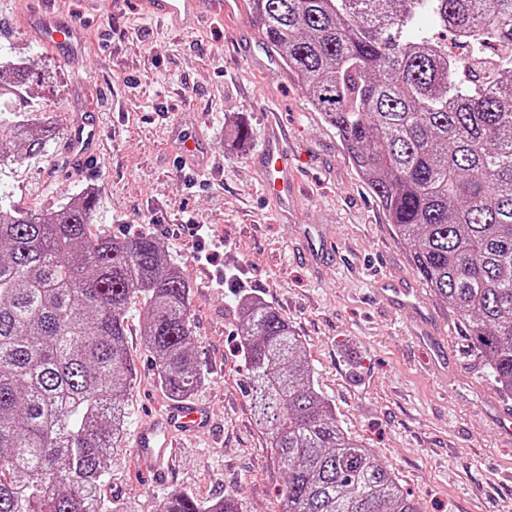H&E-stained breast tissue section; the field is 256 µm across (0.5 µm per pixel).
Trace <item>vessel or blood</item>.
Returning a JSON list of instances; mask_svg holds the SVG:
<instances>
[{
    "mask_svg": "<svg viewBox=\"0 0 512 512\" xmlns=\"http://www.w3.org/2000/svg\"><path fill=\"white\" fill-rule=\"evenodd\" d=\"M141 5L146 14L166 18L174 26L188 32L213 16L224 13V0H141ZM28 29L37 40L56 46H71L81 39L79 29L61 24L36 6L28 14ZM286 137L285 129L275 118L266 119L264 149L260 155L264 186L281 200L287 199L289 192L298 189L297 181L289 180L283 163L281 144ZM97 145L98 130L92 116L76 118L67 149L69 163L82 166L95 159ZM303 235L306 241L303 255L306 260L313 262L329 253L330 240L320 228H305ZM208 424V410L202 404L193 401L175 404L164 418L149 423L139 432L136 446L142 461L151 467H159L168 448L174 445V433L194 434Z\"/></svg>",
    "mask_w": 512,
    "mask_h": 512,
    "instance_id": "obj_1",
    "label": "vessel or blood"
}]
</instances>
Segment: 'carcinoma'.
I'll return each mask as SVG.
<instances>
[{"instance_id":"cac0c4a2","label":"carcinoma","mask_w":512,"mask_h":512,"mask_svg":"<svg viewBox=\"0 0 512 512\" xmlns=\"http://www.w3.org/2000/svg\"><path fill=\"white\" fill-rule=\"evenodd\" d=\"M266 44L336 129L348 160L409 246L412 269L461 318L472 349L512 393V62L489 86L479 60L512 44V0H252ZM469 48L459 58L424 15ZM38 75L0 65L19 95ZM51 130L15 120L0 158L39 155ZM93 195L26 210L0 193V512H113L107 460L133 381L125 313L175 401L204 373L191 286L149 235L90 231ZM257 427L285 475L280 512H422L373 449L350 436L316 384L306 348L275 307L235 298ZM160 512H239L172 492Z\"/></svg>"}]
</instances>
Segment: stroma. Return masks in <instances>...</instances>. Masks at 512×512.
I'll return each mask as SVG.
<instances>
[{
    "mask_svg": "<svg viewBox=\"0 0 512 512\" xmlns=\"http://www.w3.org/2000/svg\"><path fill=\"white\" fill-rule=\"evenodd\" d=\"M29 0H0V56L22 58L42 78L0 99V138L17 116L46 115L55 134L42 156L0 164V190L25 209L95 196L91 231L147 234L191 285L193 333L205 379L193 399L214 423L184 439L167 478L141 470L137 428L170 405L142 331L140 302L126 313L135 366L125 397L126 436L109 460L103 494L123 512H160L167 493L206 503L236 495L241 512H279L284 475L257 428L242 384L248 362L235 325L236 294L273 305L304 342L320 390L345 429L375 449L423 512H512V441L495 425L508 403L468 344L459 317L411 267L407 245L351 166L334 129L303 86L263 44L251 0L193 33L144 14L139 0H51L79 28L71 51L27 32ZM98 113L101 158L89 169L64 161L72 116ZM288 131V164L308 188L289 208L261 189V116ZM249 133L236 138L237 128ZM203 140L215 174L193 173L180 143ZM207 225L209 237L192 227ZM327 230L334 257L297 258L300 226ZM417 302L425 323L408 317Z\"/></svg>",
    "mask_w": 512,
    "mask_h": 512,
    "instance_id": "obj_1",
    "label": "stroma"
}]
</instances>
